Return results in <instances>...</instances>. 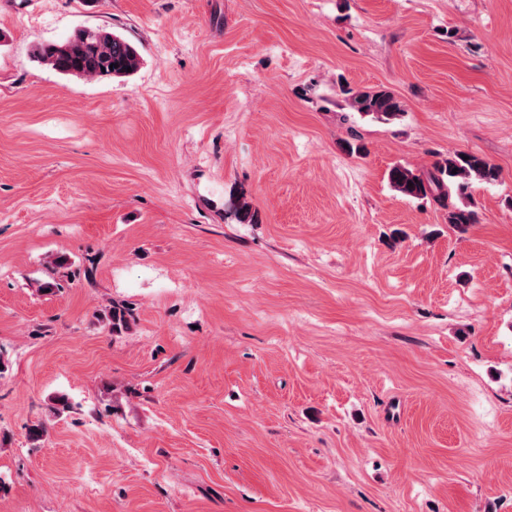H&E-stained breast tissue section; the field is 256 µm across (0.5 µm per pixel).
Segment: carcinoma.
Segmentation results:
<instances>
[{"label":"carcinoma","instance_id":"1","mask_svg":"<svg viewBox=\"0 0 512 512\" xmlns=\"http://www.w3.org/2000/svg\"><path fill=\"white\" fill-rule=\"evenodd\" d=\"M32 58L61 75L94 79L126 76L128 70L134 71L139 65L138 51L128 39L101 28H81L64 40L38 43ZM350 107L384 120L402 114L400 101L385 89L351 94ZM499 177V169L486 158L462 151L448 153L427 171L394 166L388 172L389 183L397 192L447 210L448 224L461 231L477 221L471 197L473 181L492 184ZM104 319L114 335L128 329V313L115 302L104 313Z\"/></svg>","mask_w":512,"mask_h":512}]
</instances>
